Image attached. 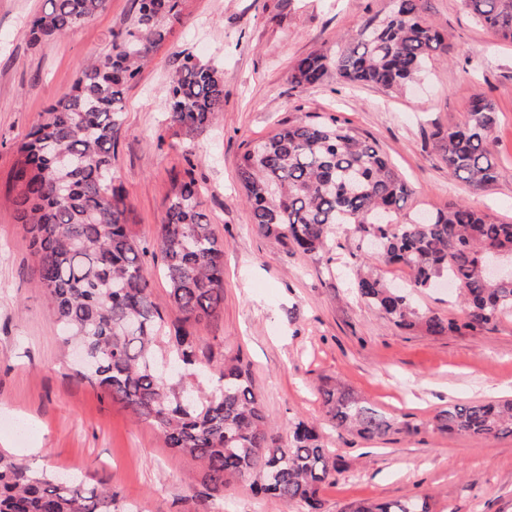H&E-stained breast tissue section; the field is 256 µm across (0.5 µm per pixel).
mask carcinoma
I'll return each instance as SVG.
<instances>
[{
	"mask_svg": "<svg viewBox=\"0 0 512 512\" xmlns=\"http://www.w3.org/2000/svg\"><path fill=\"white\" fill-rule=\"evenodd\" d=\"M179 2L136 0L131 25L112 35L109 51L81 64L72 87L25 135L11 173L16 218L29 236L62 343L84 346L95 365L93 374L77 375L157 427L166 447L200 463L205 491L197 498L216 509L224 490L239 484L295 512H321V489L345 471L340 457L300 419L289 423L290 438L282 444L253 391L249 366L194 334L224 310V244L203 209L194 169L175 175L155 242L167 284L164 308L143 266L146 250L130 233L122 185L106 177L114 173L123 92L165 39L166 26L180 21ZM422 2L392 0L385 19L366 21L336 52L299 60L293 82L315 86L334 74L349 85L398 89L414 81L448 48L423 19ZM106 4L46 0L28 21L29 39L51 45ZM464 4L479 24L512 41V0ZM223 107L218 68L184 52L164 99L170 124L191 135L211 126ZM496 122L493 104L477 94L462 123L434 131L454 177L476 188L497 180L489 149ZM237 177L251 224L283 246L316 253L336 226L347 224L358 248L410 271L414 292L425 293L444 277L459 289L461 319L421 313L411 294L366 264L351 288L402 328L477 332L512 313V277L490 279L479 270L495 253L512 259V224L462 203L398 221L410 196L406 182L337 112L306 113L253 145L241 155ZM322 400L336 428L366 440L420 430L339 385L323 389ZM427 426L440 434L512 435V400L452 404ZM429 499L360 503L349 512H430ZM124 510L110 486L52 477L0 454V512Z\"/></svg>",
	"mask_w": 512,
	"mask_h": 512,
	"instance_id": "1",
	"label": "carcinoma"
}]
</instances>
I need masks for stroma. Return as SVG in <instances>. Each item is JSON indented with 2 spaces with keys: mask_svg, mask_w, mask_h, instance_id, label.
<instances>
[{
  "mask_svg": "<svg viewBox=\"0 0 512 512\" xmlns=\"http://www.w3.org/2000/svg\"><path fill=\"white\" fill-rule=\"evenodd\" d=\"M44 0H0V452L37 469L112 485L131 512H205L200 464L167 448L153 425L136 421L100 389L73 376L74 361L35 271L29 238L15 218L11 170L17 146L47 106L72 86L79 66L105 53L110 35L135 13L134 0L71 34L32 45L26 21ZM423 17L448 53L420 88L350 86L328 76L299 87L296 62L332 52L392 0H181L136 83L124 95L115 175L134 238L153 246L175 173L195 163L202 201L224 243V311L198 326L205 339L240 355L281 438L288 423L318 424L345 473L321 492L323 512L359 502L431 494L430 512H512V435H442L426 421L455 403L512 398V315L479 333L431 336L389 323L352 292L356 241L340 227L328 248H285L252 225L237 180L250 145L304 113L340 112L375 142L412 193L405 214L465 203L512 223V42L482 27L463 0H423ZM218 64L224 110L192 136L169 127L162 101L184 50ZM497 112L490 147L496 182L476 189L449 174L431 137L464 120L475 94ZM342 384L416 434L366 441L323 419L320 388Z\"/></svg>",
  "mask_w": 512,
  "mask_h": 512,
  "instance_id": "1",
  "label": "stroma"
}]
</instances>
